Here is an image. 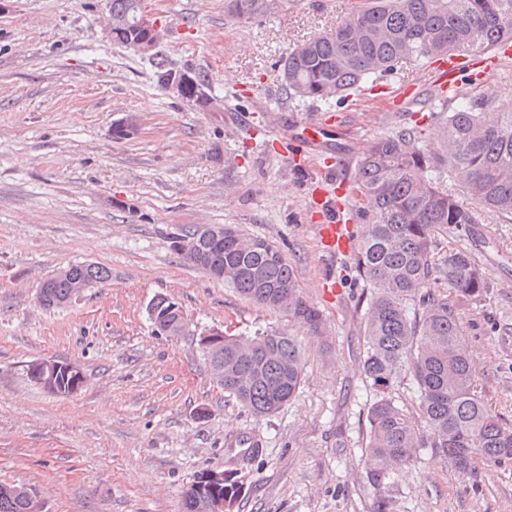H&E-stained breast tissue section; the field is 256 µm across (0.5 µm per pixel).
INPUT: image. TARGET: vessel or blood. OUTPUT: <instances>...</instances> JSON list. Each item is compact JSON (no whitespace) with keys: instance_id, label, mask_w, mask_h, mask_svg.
<instances>
[{"instance_id":"b4317fda","label":"vessel or blood","mask_w":512,"mask_h":512,"mask_svg":"<svg viewBox=\"0 0 512 512\" xmlns=\"http://www.w3.org/2000/svg\"><path fill=\"white\" fill-rule=\"evenodd\" d=\"M511 60L512 42H503L491 53L453 54L433 59L429 71L434 84L442 88L460 89L473 72L478 73L481 87L489 88L502 65ZM335 132L332 116L315 114L281 125L275 132V141L294 164L307 167L321 163L319 174L308 184L309 211L320 251L340 262L352 256L357 237L343 203L348 183L328 163L336 153Z\"/></svg>"}]
</instances>
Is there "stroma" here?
<instances>
[{"instance_id":"35a3bbf8","label":"stroma","mask_w":512,"mask_h":512,"mask_svg":"<svg viewBox=\"0 0 512 512\" xmlns=\"http://www.w3.org/2000/svg\"><path fill=\"white\" fill-rule=\"evenodd\" d=\"M354 0H291L236 20L224 0H146L164 28L158 49L204 71L219 105L205 112L161 86L136 49L107 37L106 0H0V484L31 488L43 512H183L206 470H234V512H372L363 453L368 410L364 314L369 289L351 263L332 265L310 224L306 179L264 131L269 114L309 116L288 102L280 61L329 32ZM341 176L403 112L337 107ZM132 122L127 136L115 126ZM230 225L276 245L303 296L323 311L312 336L288 317L189 265L172 247L185 225ZM441 250H469L482 296L438 288L460 322L474 386L512 426V223L484 212L443 229ZM97 263L101 288L54 308L39 282ZM340 293L325 304L320 279ZM181 306L180 336L154 330L156 296ZM276 331L304 353L293 399L259 419L215 383L202 334ZM75 363L74 395L30 383L29 362ZM388 512H512V462L476 461L469 474L423 449L392 474Z\"/></svg>"}]
</instances>
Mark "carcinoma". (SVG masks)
I'll return each mask as SVG.
<instances>
[{
	"mask_svg": "<svg viewBox=\"0 0 512 512\" xmlns=\"http://www.w3.org/2000/svg\"><path fill=\"white\" fill-rule=\"evenodd\" d=\"M237 20L257 18L271 0H225ZM109 11L134 22L141 0H108ZM512 39V0H355L328 33L295 45L282 59L288 99L343 104L363 85L388 75L421 71L441 53H485ZM157 81L176 72L158 51L148 57ZM436 118L426 128L414 114ZM407 125L374 138L357 161L345 201L362 224L353 257L370 289L365 315V378L380 388L368 412L364 468L377 491L374 512H388L384 494L394 466L430 448L462 474L479 457L512 461V427L477 394L464 350L463 329L448 300L432 288L449 286L463 298L486 283L472 253L451 250L432 261L439 231L477 224L475 208L512 221V97L459 91L443 100L428 89L412 102ZM436 142L429 149L422 131ZM472 201L467 207L461 201ZM224 268V283L274 313L322 335L323 317L302 295L295 269L277 246L224 227V247L196 267ZM74 275L104 286V266H71ZM417 385L423 427L400 409L385 388L401 373ZM302 377L297 341L276 331L224 337V392L255 416L278 412Z\"/></svg>",
	"mask_w": 512,
	"mask_h": 512,
	"instance_id": "obj_1",
	"label": "carcinoma"
}]
</instances>
